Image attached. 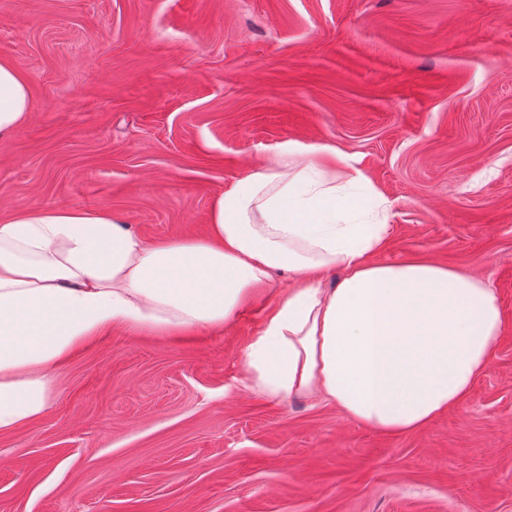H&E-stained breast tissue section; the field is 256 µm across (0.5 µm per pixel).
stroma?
Segmentation results:
<instances>
[{
  "instance_id": "1",
  "label": "stroma",
  "mask_w": 512,
  "mask_h": 512,
  "mask_svg": "<svg viewBox=\"0 0 512 512\" xmlns=\"http://www.w3.org/2000/svg\"><path fill=\"white\" fill-rule=\"evenodd\" d=\"M0 59L33 101L0 140V219L201 238L225 184L299 141L390 201L379 261L474 275L502 318L469 393L402 436L252 391L286 273L220 327L113 326L0 434V512H512V0H0Z\"/></svg>"
}]
</instances>
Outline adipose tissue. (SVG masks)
Instances as JSON below:
<instances>
[{"label": "adipose tissue", "instance_id": "adipose-tissue-1", "mask_svg": "<svg viewBox=\"0 0 512 512\" xmlns=\"http://www.w3.org/2000/svg\"><path fill=\"white\" fill-rule=\"evenodd\" d=\"M31 109L28 78L0 60V138ZM313 152L287 142L226 184L198 240L150 242L101 209L34 206L0 221V434L42 416L54 370L113 325L224 324L276 268L292 280L246 349L255 390L325 399L392 435L465 397L500 338L494 289L428 260L377 262L387 199L343 155ZM336 266L344 278L322 287Z\"/></svg>", "mask_w": 512, "mask_h": 512}]
</instances>
